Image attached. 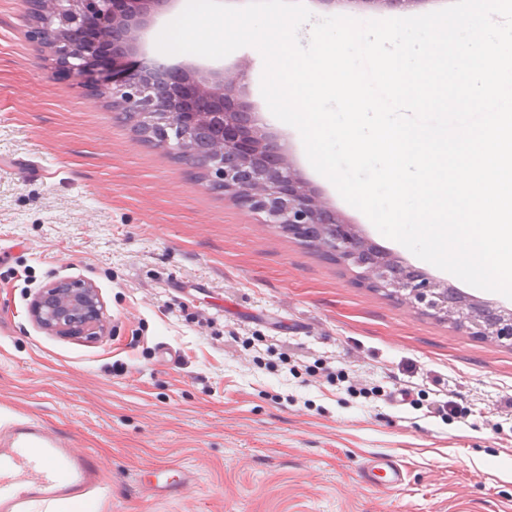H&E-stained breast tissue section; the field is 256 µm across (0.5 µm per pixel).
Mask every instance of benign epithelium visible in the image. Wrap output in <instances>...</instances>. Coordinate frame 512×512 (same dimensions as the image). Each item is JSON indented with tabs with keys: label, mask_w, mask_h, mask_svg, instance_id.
I'll return each instance as SVG.
<instances>
[{
	"label": "benign epithelium",
	"mask_w": 512,
	"mask_h": 512,
	"mask_svg": "<svg viewBox=\"0 0 512 512\" xmlns=\"http://www.w3.org/2000/svg\"><path fill=\"white\" fill-rule=\"evenodd\" d=\"M33 39L51 50L61 72L83 79L94 95H110L113 109L133 112L169 154L192 158L196 135L211 138L208 188L265 216L307 246L359 269L369 288L450 321L472 336L512 341V309L461 295L448 302V283L404 265L345 223L296 172L281 141L243 99V74L196 64L128 65L142 54L154 18L173 0H24ZM30 312L42 329L64 336H96L103 306L84 281H56L34 296Z\"/></svg>",
	"instance_id": "benign-epithelium-1"
}]
</instances>
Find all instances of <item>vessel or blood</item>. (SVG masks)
I'll use <instances>...</instances> for the list:
<instances>
[{
  "label": "vessel or blood",
  "mask_w": 512,
  "mask_h": 512,
  "mask_svg": "<svg viewBox=\"0 0 512 512\" xmlns=\"http://www.w3.org/2000/svg\"><path fill=\"white\" fill-rule=\"evenodd\" d=\"M367 479L383 475L386 489L404 481L403 466L395 457L372 461ZM101 482V466L92 454L76 453L69 442L36 422L16 423L0 432V512H21L31 500H72L84 507ZM151 484L164 494H181L194 481L190 472H155Z\"/></svg>",
  "instance_id": "1"
}]
</instances>
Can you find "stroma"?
Wrapping results in <instances>:
<instances>
[{
    "instance_id": "stroma-1",
    "label": "stroma",
    "mask_w": 512,
    "mask_h": 512,
    "mask_svg": "<svg viewBox=\"0 0 512 512\" xmlns=\"http://www.w3.org/2000/svg\"><path fill=\"white\" fill-rule=\"evenodd\" d=\"M246 74L247 101L325 204L382 249L468 294L512 299L423 266L310 165L260 92V54L163 55ZM0 0V429L34 420L98 456L89 512H512V346L366 287L354 272L209 191L114 119ZM92 283L97 339L49 333L35 292ZM452 401L453 413H435ZM381 454L399 490L365 484ZM184 467V497L154 468ZM403 465L393 456H386L382 459L371 461L365 469L369 484L374 483L377 477L376 471L384 474L383 486L387 490H393L402 485L404 481ZM171 472H175V474L169 475ZM150 483L163 494L177 493L179 495L190 489L194 481L191 473L186 470L168 469L155 472Z\"/></svg>"
}]
</instances>
